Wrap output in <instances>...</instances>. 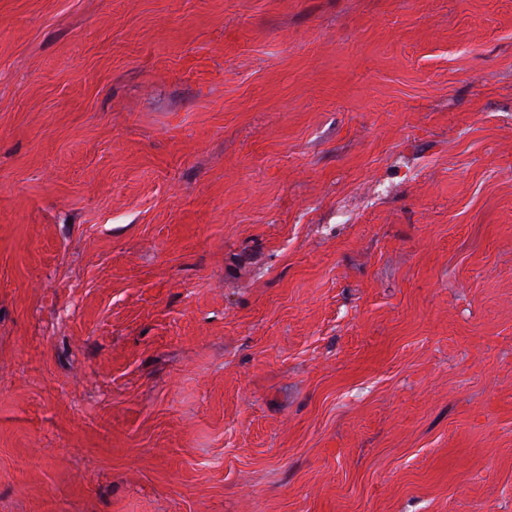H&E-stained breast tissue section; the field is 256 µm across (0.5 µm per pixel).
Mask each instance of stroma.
Returning a JSON list of instances; mask_svg holds the SVG:
<instances>
[{
	"label": "stroma",
	"mask_w": 512,
	"mask_h": 512,
	"mask_svg": "<svg viewBox=\"0 0 512 512\" xmlns=\"http://www.w3.org/2000/svg\"><path fill=\"white\" fill-rule=\"evenodd\" d=\"M0 512H512V0H0Z\"/></svg>",
	"instance_id": "1"
}]
</instances>
